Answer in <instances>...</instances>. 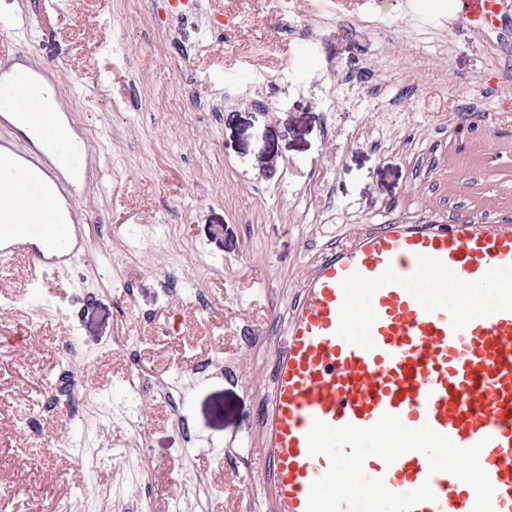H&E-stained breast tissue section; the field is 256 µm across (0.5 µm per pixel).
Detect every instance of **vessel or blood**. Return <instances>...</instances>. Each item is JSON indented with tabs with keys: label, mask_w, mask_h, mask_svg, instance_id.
Segmentation results:
<instances>
[{
	"label": "vessel or blood",
	"mask_w": 512,
	"mask_h": 512,
	"mask_svg": "<svg viewBox=\"0 0 512 512\" xmlns=\"http://www.w3.org/2000/svg\"><path fill=\"white\" fill-rule=\"evenodd\" d=\"M53 84L46 68L0 50V106L25 95L19 124L41 133L20 145L0 137V196L10 200L0 224L11 230L0 259L23 256L35 282L62 261L61 205L101 171L99 153L75 143L70 113L48 112ZM386 414L462 448L480 445L493 512H512L511 222H389L315 269L292 308L264 421L278 512H306L312 482L331 466L309 452L314 420L365 428ZM363 471L394 493L429 484L433 500L411 512H473L474 489L430 473L421 452L390 464L371 455Z\"/></svg>",
	"instance_id": "vessel-or-blood-1"
}]
</instances>
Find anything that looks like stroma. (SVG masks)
Instances as JSON below:
<instances>
[{
  "mask_svg": "<svg viewBox=\"0 0 512 512\" xmlns=\"http://www.w3.org/2000/svg\"><path fill=\"white\" fill-rule=\"evenodd\" d=\"M196 2L0 0V16L29 21L12 51L57 65L103 172L75 197L85 242L61 271L34 286L24 258L0 263V512H276L263 415L306 278L386 222L512 220V109L486 111L496 86L452 94L512 39V15L437 27L450 54L418 66L390 44L393 80L423 85L394 112L329 101L320 74L296 97L272 80L261 106H226L225 80L288 69L298 38L277 24L280 0ZM231 15L243 23L221 26ZM324 37L344 75L365 72L356 40ZM179 94L203 111L128 103ZM66 366L83 403L45 410ZM134 369L182 386L183 404L129 387ZM127 411L147 428L136 480L121 467ZM196 480L201 503L181 487Z\"/></svg>",
  "mask_w": 512,
  "mask_h": 512,
  "instance_id": "35a3bbf8",
  "label": "stroma"
}]
</instances>
